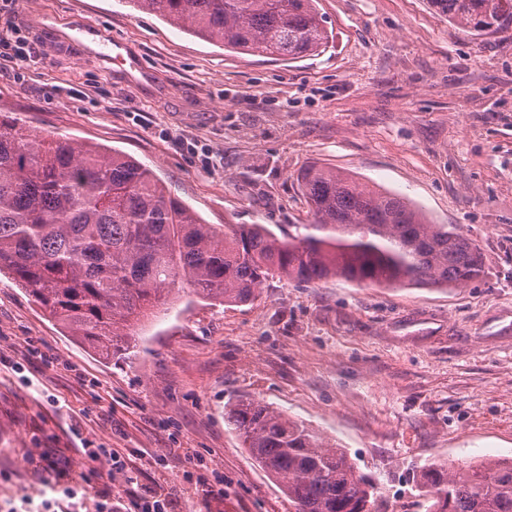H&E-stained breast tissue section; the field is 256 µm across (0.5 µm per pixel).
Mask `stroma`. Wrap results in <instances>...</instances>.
Segmentation results:
<instances>
[{
	"label": "stroma",
	"mask_w": 512,
	"mask_h": 512,
	"mask_svg": "<svg viewBox=\"0 0 512 512\" xmlns=\"http://www.w3.org/2000/svg\"><path fill=\"white\" fill-rule=\"evenodd\" d=\"M332 33L286 61L180 31L125 0H0V113L34 134L132 156L207 224L276 234L313 214L296 175L318 163L400 194L476 239L463 288L274 278L252 303L174 292L131 355L67 335L0 274V512H101L164 488L175 512H295L226 416L241 397L346 449L380 512H426L422 467L512 459V30L473 36L431 0H318ZM138 63L122 64L121 56ZM211 164H204V157ZM40 496L45 456L86 472ZM223 492H216V485ZM83 454L90 466L105 458L110 462L112 472H126L128 470L125 459L114 448H83Z\"/></svg>",
	"instance_id": "obj_1"
}]
</instances>
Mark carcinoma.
Wrapping results in <instances>:
<instances>
[{
    "mask_svg": "<svg viewBox=\"0 0 512 512\" xmlns=\"http://www.w3.org/2000/svg\"><path fill=\"white\" fill-rule=\"evenodd\" d=\"M475 36L512 27V0H431ZM134 9L231 49L295 60L328 47L317 0H127ZM311 224L278 238L264 224L217 230L123 153L33 137L0 115V273L70 336L109 357L130 350L117 328L168 310L171 287L248 304L275 277L368 286L450 288L478 279L477 241L429 224L403 198L316 164L297 175ZM229 422L296 512H378L377 482L346 449L253 399ZM427 512H512V460L420 473Z\"/></svg>",
    "mask_w": 512,
    "mask_h": 512,
    "instance_id": "obj_1",
    "label": "carcinoma"
}]
</instances>
